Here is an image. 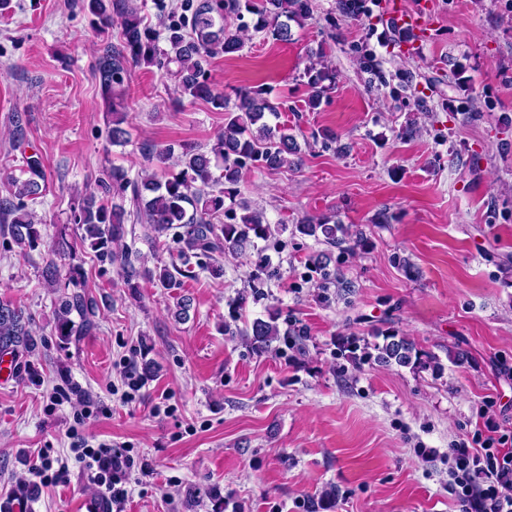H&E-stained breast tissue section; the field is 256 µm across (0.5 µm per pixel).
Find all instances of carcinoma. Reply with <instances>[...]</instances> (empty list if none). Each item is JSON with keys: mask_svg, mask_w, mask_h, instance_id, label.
<instances>
[{"mask_svg": "<svg viewBox=\"0 0 512 512\" xmlns=\"http://www.w3.org/2000/svg\"><path fill=\"white\" fill-rule=\"evenodd\" d=\"M342 13L358 17L368 11L366 0H337ZM89 11L100 20L99 33L103 47L97 56L95 70L101 94L111 112L108 139L114 146L129 142V113L121 89L131 65L155 66L175 80L179 98L191 103L202 100L224 113V128L209 150L185 147L173 167L158 175L141 172L135 178L120 168L103 174L96 190L87 193L71 210V223L80 231V247L93 252V259L109 263L125 274L126 285L138 288L136 280L147 278L171 294L175 300L174 317L188 319L189 300L174 294L183 286L182 278L194 274V268L209 272L218 279L224 268L211 263L225 251L238 252L254 240H266L273 229L261 211H250L240 217L230 214L225 200L240 194L242 170L246 166L278 171L299 155V146L285 125H270L267 117L279 112L278 104L268 97L262 86L242 87L230 102L224 91L205 77L203 63L220 54H233L244 47V32H265L276 40L291 36L288 22L298 24L312 13V0H185L180 13L167 11L164 0L156 4L158 11L170 15L164 26L165 47L159 46L160 33L140 14L135 0H88ZM246 11L253 23L233 28L224 23L228 14ZM120 17V43L112 44V14ZM300 78L306 89L308 108L317 109L331 89L333 74L321 58L310 60ZM29 147L21 122H15L13 150L22 156L21 176H11L6 195L0 196V218L10 219L7 234L21 249L34 248L41 240L40 222L34 205L46 192L47 175L42 155ZM144 224L154 238L171 237L176 252L170 260L139 270L138 252L119 248L127 235V225ZM302 236L323 237L330 247L354 243L363 246V232L351 231L341 224L304 220L294 225ZM99 306L86 292H74L58 304L55 332L64 342L86 336L97 327ZM279 312L268 313L267 319H256L243 337L252 351L269 354L283 341L299 353L306 352L303 330L291 326L281 332L277 324ZM383 342L361 345L355 335L343 336L338 353L353 364L372 349L375 358L386 366L442 370L436 358L423 359L415 343L395 333L382 335ZM38 340L31 329L26 311L7 297L0 298V356H10L11 366L23 356L33 354Z\"/></svg>", "mask_w": 512, "mask_h": 512, "instance_id": "obj_1", "label": "carcinoma"}]
</instances>
